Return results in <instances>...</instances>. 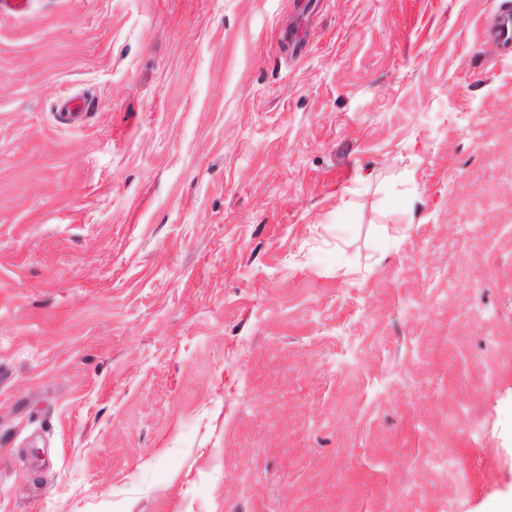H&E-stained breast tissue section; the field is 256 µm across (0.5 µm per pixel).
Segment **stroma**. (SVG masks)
I'll use <instances>...</instances> for the list:
<instances>
[{"mask_svg": "<svg viewBox=\"0 0 512 512\" xmlns=\"http://www.w3.org/2000/svg\"><path fill=\"white\" fill-rule=\"evenodd\" d=\"M497 4L0 14V512L512 503Z\"/></svg>", "mask_w": 512, "mask_h": 512, "instance_id": "obj_1", "label": "stroma"}]
</instances>
